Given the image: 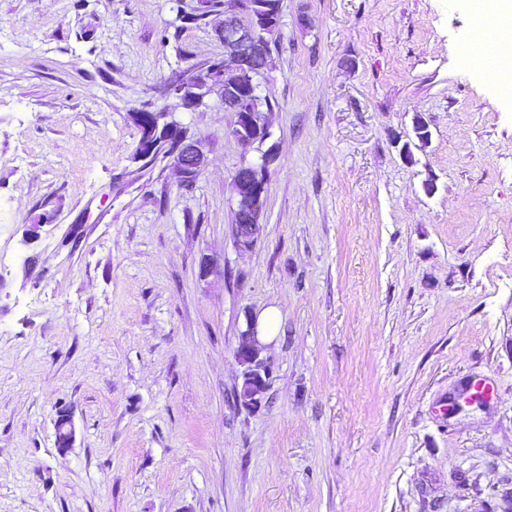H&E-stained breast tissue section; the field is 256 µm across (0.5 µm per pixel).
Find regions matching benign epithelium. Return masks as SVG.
<instances>
[{
    "mask_svg": "<svg viewBox=\"0 0 512 512\" xmlns=\"http://www.w3.org/2000/svg\"><path fill=\"white\" fill-rule=\"evenodd\" d=\"M224 23L215 29L217 38L224 43L223 63L204 66L187 82L169 84L166 90L176 96L188 109H195L212 95H219L225 110L237 111L243 102L237 77L245 73H259L269 69V38L276 33L273 25H260L252 17L251 4L246 0H231L224 5ZM167 117L156 113V120L147 121L143 113L135 112L132 119L139 132L134 162L144 171L161 159L172 162L183 186H189L202 173L205 158L197 141L176 122L164 131L158 130V119ZM255 113L247 112L243 124L232 127V135L246 144L255 143L253 137ZM276 155L268 149L253 161L241 164L233 183L238 196L234 216V241L240 249L252 248L260 235L264 201L267 193L268 173ZM266 346L257 340V321L249 315L246 329L241 331V341L236 350L242 367V383L235 392L238 407L256 409L273 382V367L264 356ZM57 446L68 448L74 440V429L69 413H60L55 421Z\"/></svg>",
    "mask_w": 512,
    "mask_h": 512,
    "instance_id": "benign-epithelium-1",
    "label": "benign epithelium"
}]
</instances>
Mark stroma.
Returning <instances> with one entry per match:
<instances>
[{
  "label": "stroma",
  "instance_id": "1",
  "mask_svg": "<svg viewBox=\"0 0 512 512\" xmlns=\"http://www.w3.org/2000/svg\"><path fill=\"white\" fill-rule=\"evenodd\" d=\"M73 3L0 0V512H512V95L462 57L482 0H281L247 251L260 147L165 90L223 55V14L168 41L173 0ZM142 109L198 140L194 184L137 172ZM271 307L246 410L239 334ZM275 159L276 155L268 149L257 159L241 164L234 174L233 183L238 196L234 241L239 249L252 248L259 238L269 168ZM280 313L272 308L263 312L259 318V340L257 336L256 317L248 315L246 329L241 331V341L236 350L238 363L242 367V383L235 392L238 407L256 409L261 403L264 394L270 389L273 382V367L270 359L264 356L265 343L270 342L278 331Z\"/></svg>",
  "mask_w": 512,
  "mask_h": 512
}]
</instances>
